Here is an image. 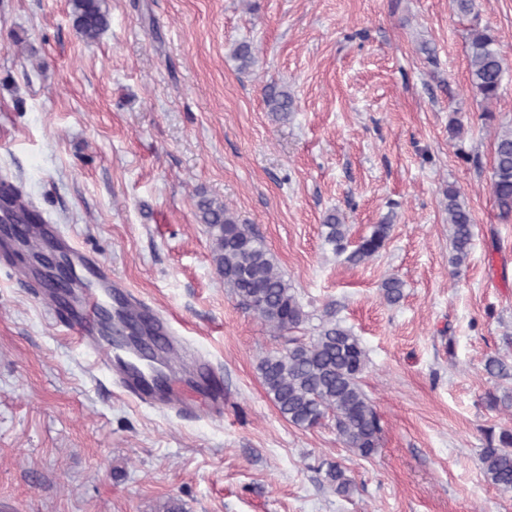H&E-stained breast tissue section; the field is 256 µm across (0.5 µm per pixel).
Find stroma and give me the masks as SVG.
<instances>
[{
	"mask_svg": "<svg viewBox=\"0 0 512 512\" xmlns=\"http://www.w3.org/2000/svg\"><path fill=\"white\" fill-rule=\"evenodd\" d=\"M478 4L509 66L490 104L453 0H106L91 43L68 0H0V175L199 355L170 375L179 412L129 395L0 254V512H512L479 461L485 429L512 427V408L486 404L512 382L484 369L512 359V219L491 192L512 126V0ZM241 42L257 58L245 71ZM271 84L292 94L288 116L267 111ZM452 187L474 223L457 269ZM201 192L253 225L309 314L299 335L330 309L360 338L372 458L332 420L280 416L257 365L284 341L225 288ZM331 212L349 244L386 219L390 237L352 264L325 241ZM391 276L395 304L379 290ZM336 461L346 498L321 469ZM324 477L326 482L334 488L337 495L343 497L350 495L353 489V481L346 474V469L340 462L327 463Z\"/></svg>",
	"mask_w": 512,
	"mask_h": 512,
	"instance_id": "1",
	"label": "stroma"
}]
</instances>
